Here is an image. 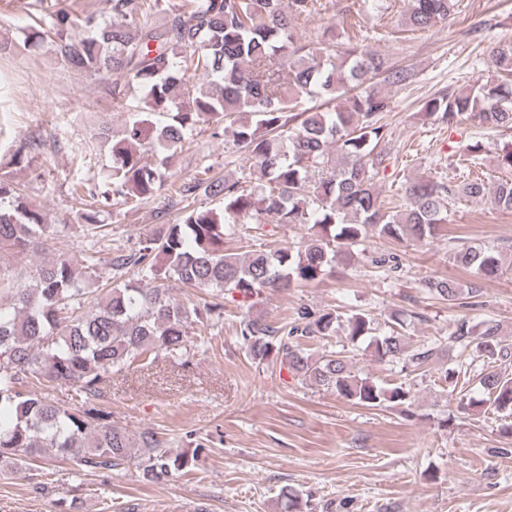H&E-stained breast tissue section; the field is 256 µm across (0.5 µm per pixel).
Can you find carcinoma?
<instances>
[{
  "instance_id": "1",
  "label": "carcinoma",
  "mask_w": 512,
  "mask_h": 512,
  "mask_svg": "<svg viewBox=\"0 0 512 512\" xmlns=\"http://www.w3.org/2000/svg\"><path fill=\"white\" fill-rule=\"evenodd\" d=\"M0 25L29 18L28 46H50L75 72L86 77L120 75L141 97L127 103V90L109 87L112 100L126 106L122 134L98 133L110 144L112 167L89 186L70 183L79 200L75 223L89 240L82 262L59 255L37 266L27 288L0 276V460L27 462L45 448L71 461L76 475L138 468L149 483H162L194 467L192 453L172 452L153 430L132 437L112 425L95 399L109 375L148 354L182 351L192 325L204 315L221 317L224 299L235 294L247 303L268 290L286 291L313 282L349 264L369 237L425 242L447 223L460 197L512 212V178L494 189L474 173L482 165L483 144L461 142L455 181L410 179L401 186L403 204L390 209L381 199L393 147L383 114L390 98L381 87L406 88L416 81L409 67L392 66L359 42L355 15L346 10L330 19L322 36L301 40L298 28L326 9L322 0H93L75 10L67 0H5ZM453 0H409L408 30H425L453 15ZM497 72L512 75V42L491 47ZM427 120L453 125L466 115L486 129H512V84L489 77L424 101ZM231 135L249 163L242 177L217 176L209 167L183 182H169L162 168L182 150L189 135ZM42 142L28 137L0 155V270L30 250L49 248L51 225L15 180L28 170ZM153 153L150 164L144 155ZM168 193L180 211L174 224H160L133 249H112L96 229L100 215L117 199L137 213L147 201ZM221 200L217 212L197 203L199 194ZM273 224H314L321 234L298 248L252 249L245 255L224 249V237L250 240ZM459 268L487 277L503 273L502 252L481 245L450 249ZM112 284L99 291L101 270ZM133 273L146 286L122 277ZM423 285L450 304L478 298L475 283L427 278ZM174 288L207 293L203 306L170 296ZM394 313L379 323L364 309L346 312L304 308L297 318L274 326L260 316L239 322V335L257 364L270 358L294 376L308 378L366 407L411 413L410 392L386 387L354 372L352 358L331 351L313 359L299 340L344 330L352 342L368 341L380 360L402 361L415 370L434 361L438 347H413ZM460 353L475 351L487 361L478 374V397L462 395L458 408L483 407L512 414V361L501 324L459 318L448 335ZM74 386L84 405L68 408L54 390Z\"/></svg>"
}]
</instances>
